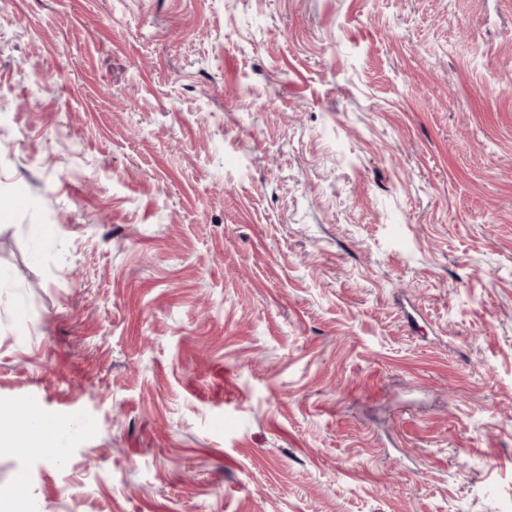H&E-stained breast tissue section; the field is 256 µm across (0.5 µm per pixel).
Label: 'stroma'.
<instances>
[{
	"mask_svg": "<svg viewBox=\"0 0 512 512\" xmlns=\"http://www.w3.org/2000/svg\"><path fill=\"white\" fill-rule=\"evenodd\" d=\"M20 401L29 512H512V0H0Z\"/></svg>",
	"mask_w": 512,
	"mask_h": 512,
	"instance_id": "stroma-1",
	"label": "stroma"
}]
</instances>
